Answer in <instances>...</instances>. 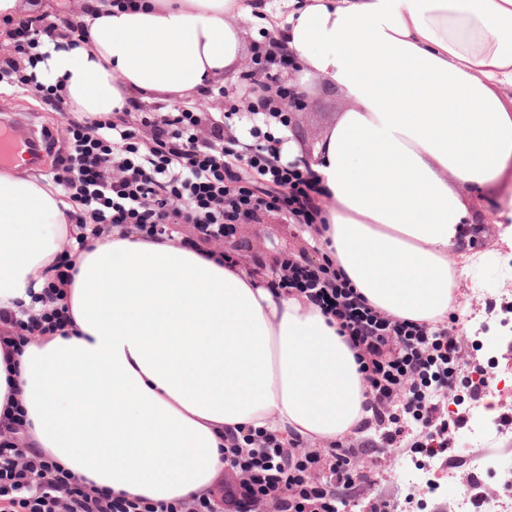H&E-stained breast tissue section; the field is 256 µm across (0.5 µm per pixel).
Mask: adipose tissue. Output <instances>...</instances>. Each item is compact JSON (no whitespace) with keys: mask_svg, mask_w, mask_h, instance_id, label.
<instances>
[{"mask_svg":"<svg viewBox=\"0 0 512 512\" xmlns=\"http://www.w3.org/2000/svg\"><path fill=\"white\" fill-rule=\"evenodd\" d=\"M84 0L39 35L43 59L13 57L72 112L109 117L141 101L202 95L243 58L260 23L305 76L348 101L309 161L328 194L319 247L370 305L433 324L454 309L472 256L449 262L467 209L453 182L512 166V0ZM24 160L0 168V308L32 293L70 234L54 182ZM65 286L72 325L0 354V414L89 486L153 501L212 488L224 434L241 427L333 442L370 413L364 374L336 324L300 295L207 251L113 230Z\"/></svg>","mask_w":512,"mask_h":512,"instance_id":"1","label":"adipose tissue"}]
</instances>
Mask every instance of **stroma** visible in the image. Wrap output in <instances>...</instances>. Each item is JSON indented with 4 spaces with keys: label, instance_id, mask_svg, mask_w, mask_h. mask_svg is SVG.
<instances>
[{
    "label": "stroma",
    "instance_id": "1",
    "mask_svg": "<svg viewBox=\"0 0 512 512\" xmlns=\"http://www.w3.org/2000/svg\"><path fill=\"white\" fill-rule=\"evenodd\" d=\"M292 82L307 95L306 110L297 128L296 141L302 156H311L324 128L334 122L347 102L338 89L319 80L305 79L302 72L292 75ZM0 108L17 110L37 126L51 131L57 142H64L63 117L46 104L31 105L23 92L0 89ZM469 219L462 226V252L482 257L486 265L480 275L468 274L459 279L455 290V327L465 345L474 349L472 357L485 372L489 389L495 390L499 413L512 411V293L501 290L503 270L512 271V250L499 240V186H458ZM236 253L247 257L262 253L274 260L288 252H303L318 261L322 255L305 239L303 226L289 223L284 213H268L259 221L239 225L232 238ZM365 479L359 482L354 500L366 502L372 497L404 500L407 495L423 503V512H453L457 481L474 475L487 488L502 485L500 467L512 468V428L493 431L483 444H475L469 428L458 430L454 446L442 457L431 475L430 487L408 489L399 473L413 465L414 458L406 448H380L368 457Z\"/></svg>",
    "mask_w": 512,
    "mask_h": 512
}]
</instances>
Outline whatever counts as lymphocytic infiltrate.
<instances>
[{
  "mask_svg": "<svg viewBox=\"0 0 512 512\" xmlns=\"http://www.w3.org/2000/svg\"><path fill=\"white\" fill-rule=\"evenodd\" d=\"M293 64L283 40L263 33L238 99L225 101L206 135L199 112L189 106L143 109L131 120L71 117L56 90L44 87L45 102L67 116L66 148L55 156L54 181L73 204L67 213L73 231L32 307L0 310V349L24 345L31 336L66 335L70 322L62 288L72 284L89 239L114 228L201 251L265 212H284L294 224L322 223L324 186L305 160L285 157L288 98L296 88L279 79ZM239 124L245 137L225 148V129ZM182 224L190 225V233L179 232ZM249 264L254 274L271 270V287L304 295L336 320L362 366L372 412L363 426L377 429L378 442L316 448L266 430L230 431L224 435V462L240 473L239 481L153 502L89 487L29 446L24 414L17 410L0 419V512H253L261 501L272 512H340L337 489L355 485L357 457L370 454L374 445L395 448L405 442L429 458L447 452L451 428L466 423L464 416L448 415L458 383H465L475 401L485 387L463 359L453 326L376 309L327 256L313 263L288 254L269 266L255 254Z\"/></svg>",
  "mask_w": 512,
  "mask_h": 512,
  "instance_id": "lymphocytic-infiltrate-1",
  "label": "lymphocytic infiltrate"
}]
</instances>
